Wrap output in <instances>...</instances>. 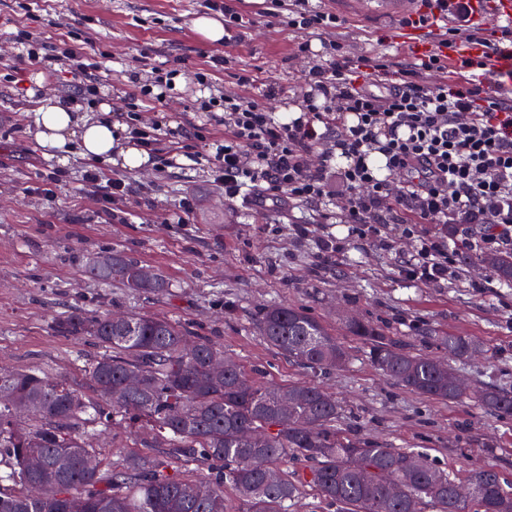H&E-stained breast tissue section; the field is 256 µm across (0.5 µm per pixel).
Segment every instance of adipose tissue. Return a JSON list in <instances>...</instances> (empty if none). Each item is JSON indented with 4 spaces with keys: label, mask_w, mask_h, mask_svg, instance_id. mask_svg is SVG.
<instances>
[{
    "label": "adipose tissue",
    "mask_w": 512,
    "mask_h": 512,
    "mask_svg": "<svg viewBox=\"0 0 512 512\" xmlns=\"http://www.w3.org/2000/svg\"><path fill=\"white\" fill-rule=\"evenodd\" d=\"M36 138L45 147L62 152L80 146L83 157L90 161L111 159L120 155L130 167H140L147 160L146 153L137 147L123 146L110 116L90 120L60 105L39 109L36 118Z\"/></svg>",
    "instance_id": "ef3b65f1"
}]
</instances>
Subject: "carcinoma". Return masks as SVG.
<instances>
[{"label": "carcinoma", "mask_w": 512, "mask_h": 512, "mask_svg": "<svg viewBox=\"0 0 512 512\" xmlns=\"http://www.w3.org/2000/svg\"><path fill=\"white\" fill-rule=\"evenodd\" d=\"M85 271L104 284L116 279L134 293L169 287L159 271L120 252L95 254ZM480 261L502 284L512 286V253L484 254ZM265 342L293 363L311 371L341 370L349 362L341 343L303 308L273 303L259 311ZM56 326L70 336H90L103 352L85 369L99 401L36 370L0 369V391L27 402L40 419L31 429L18 427L14 401L0 398V512H225L224 487L242 497L243 512H290L307 484L339 512H472L473 501L456 498L448 470L413 448L364 447L338 426L342 408L319 385L266 386L253 381L232 359L215 373L210 359L222 352L209 339L164 318L135 315L69 314ZM347 329L365 341L370 363L396 384L437 400L466 396L453 386L449 364L412 353L374 323L351 318ZM195 353L183 351L186 341ZM448 357L468 360L483 351L466 336H440ZM138 375L126 391V377ZM478 406L512 416V392L486 387ZM107 428L121 419L131 428L150 429L151 443L173 457L208 464L198 481L186 480L163 461L128 457L106 471L84 472L81 458L95 455L81 416ZM36 455L42 465L26 466ZM293 456L308 463L288 478L280 464ZM11 485L5 486L3 482ZM468 482L483 512H512V487L490 466L474 471ZM31 483L43 484L49 497L26 495ZM205 485L204 496L193 487Z\"/></svg>", "instance_id": "cac0c4a2"}]
</instances>
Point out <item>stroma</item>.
Returning a JSON list of instances; mask_svg holds the SVG:
<instances>
[{"label":"stroma","instance_id":"1","mask_svg":"<svg viewBox=\"0 0 512 512\" xmlns=\"http://www.w3.org/2000/svg\"><path fill=\"white\" fill-rule=\"evenodd\" d=\"M252 18L240 43L200 38L193 19L206 13L205 0H36L29 12L15 0H0V67L12 64L10 34L23 28L58 39L76 32L109 54L98 74L101 93L82 116L97 118L102 106L135 107L133 78H146L161 64L178 77L168 110L188 134L193 152L205 153L222 127L198 112L194 80L208 56L224 54L227 64L213 79L219 91L241 92L237 78L256 76L250 94L276 89L268 106L277 113L300 106L311 59L297 54L302 39L321 49L322 35L308 37L282 25H268L266 0H228ZM344 23L334 34L350 57L378 52L401 60L398 19L359 21L346 0H327ZM65 67L53 74L21 70L17 81H0V366L36 370L79 388L95 400L85 369L101 349L89 336L58 333L54 324L74 312L159 315L205 336L265 384L307 382L325 387L339 401L342 427L359 441L382 448H417L459 481L491 466L512 483V416L481 410L473 400L439 401L411 392L371 365L364 344L350 336L341 318L359 314L389 331L407 350L447 359L440 336L453 333L483 342L488 353L454 362L472 390L489 386L512 392V286L475 292L469 283L488 278L476 255L464 253L459 279L439 287L406 280L400 266L410 251L394 250L349 236L339 224H321L311 210L255 211L228 201L212 182L206 161L174 164L169 142L141 167L120 155L100 163L121 177L127 192L105 211L84 181L88 162L78 151L41 147L34 117L39 107L71 90ZM65 188L46 196L40 185L56 168ZM191 200L183 212V200ZM308 229L296 235L294 225ZM347 238L341 253L325 252L328 235ZM120 251L160 270L170 286L159 294H135L119 283L100 284L88 276V254ZM302 307L335 333L349 354L339 371L312 372L278 354L263 340L259 309L270 303ZM107 470L131 453L152 461L162 449L144 447L141 436L117 422L91 438Z\"/></svg>","mask_w":512,"mask_h":512}]
</instances>
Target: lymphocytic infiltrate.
I'll return each instance as SVG.
<instances>
[{
    "label": "lymphocytic infiltrate",
    "mask_w": 512,
    "mask_h": 512,
    "mask_svg": "<svg viewBox=\"0 0 512 512\" xmlns=\"http://www.w3.org/2000/svg\"><path fill=\"white\" fill-rule=\"evenodd\" d=\"M268 16L329 37L343 24L314 0H272ZM461 34L512 57V26L484 31L469 0H458L453 27L403 64L382 52L352 58L330 38L305 76L300 110L288 116L237 93L200 101L201 111L224 112L207 162L225 199L259 211L305 207L386 249L410 243L401 273L426 285L454 279L462 252H512V71L491 82L482 60H449L445 48ZM12 49L36 70L66 64L69 105L98 95L104 54L76 35L52 49L20 29ZM425 224L434 232L422 233ZM440 224L452 235L437 232Z\"/></svg>",
    "instance_id": "1"
}]
</instances>
